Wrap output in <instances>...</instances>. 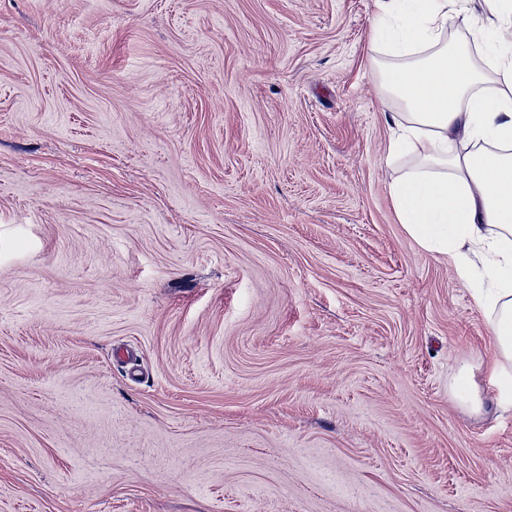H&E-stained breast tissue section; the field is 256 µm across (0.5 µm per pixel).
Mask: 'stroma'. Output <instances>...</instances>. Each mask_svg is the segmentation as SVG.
Listing matches in <instances>:
<instances>
[{
    "label": "stroma",
    "mask_w": 512,
    "mask_h": 512,
    "mask_svg": "<svg viewBox=\"0 0 512 512\" xmlns=\"http://www.w3.org/2000/svg\"><path fill=\"white\" fill-rule=\"evenodd\" d=\"M378 13L0 0V512H512Z\"/></svg>",
    "instance_id": "obj_1"
}]
</instances>
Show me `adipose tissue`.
<instances>
[{
	"instance_id": "1",
	"label": "adipose tissue",
	"mask_w": 512,
	"mask_h": 512,
	"mask_svg": "<svg viewBox=\"0 0 512 512\" xmlns=\"http://www.w3.org/2000/svg\"><path fill=\"white\" fill-rule=\"evenodd\" d=\"M493 19L471 22V47L443 39L462 0H381L373 44L416 63L387 70L381 88L407 110L391 157L415 165L389 186L408 236L470 280L483 266L489 287L474 304L491 316L498 355L489 369L500 409H512V0ZM480 58H473V51ZM494 73L498 90L484 87Z\"/></svg>"
}]
</instances>
